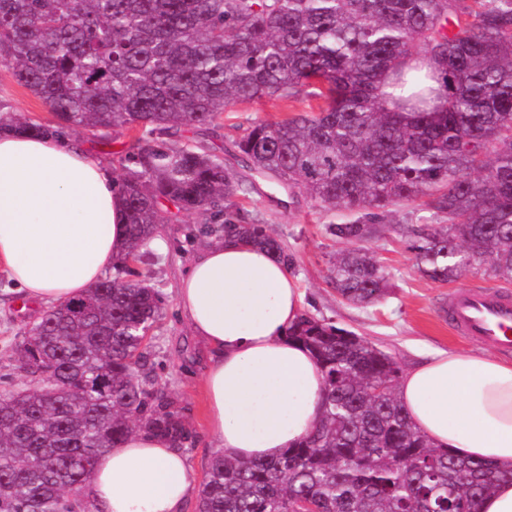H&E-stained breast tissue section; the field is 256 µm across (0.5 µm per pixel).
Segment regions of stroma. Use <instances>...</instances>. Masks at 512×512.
Masks as SVG:
<instances>
[{"label":"stroma","mask_w":512,"mask_h":512,"mask_svg":"<svg viewBox=\"0 0 512 512\" xmlns=\"http://www.w3.org/2000/svg\"><path fill=\"white\" fill-rule=\"evenodd\" d=\"M0 111L21 112L27 117L48 121L50 112L28 89L19 85L8 63L0 62ZM289 114L287 103L262 101L228 109L218 121L216 132L195 126L178 129L177 143H206L210 152L223 157L234 173H241L235 143L244 128L262 119L278 121ZM135 138L134 132H112L99 136L77 134L86 150L103 160L113 176L122 173L121 160ZM253 189L243 197L248 210L258 212L267 228L284 244L290 257L289 271L304 299L306 315L333 322L385 350L407 370L440 351L486 352V345L455 335L441 312L452 289L495 285V278L475 271L449 283L422 277L409 250V228L420 229L433 218L423 202L394 207L388 224L366 248L388 269L390 287L381 302L358 306L344 300L329 282L332 257L341 243L326 227L348 219L345 211H327L301 189L285 190L276 180L253 176ZM162 212L168 222L160 233L169 242L167 252H149L135 267L148 287L163 299L162 315L151 336L150 369L147 380L169 395L181 408L192 437L182 451L195 475H203L208 456L216 445L209 438L206 410L199 383L203 374L205 349L192 334L177 306L180 280L196 255L212 244L205 234V220L197 214H183L170 203ZM43 306H23L18 290L5 271L0 270V390L5 386L28 390L36 380L22 368L19 346L27 331L37 323Z\"/></svg>","instance_id":"1"}]
</instances>
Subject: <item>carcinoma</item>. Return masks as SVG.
<instances>
[{"label": "carcinoma", "mask_w": 512, "mask_h": 512, "mask_svg": "<svg viewBox=\"0 0 512 512\" xmlns=\"http://www.w3.org/2000/svg\"><path fill=\"white\" fill-rule=\"evenodd\" d=\"M0 61L53 120L0 116L66 139L140 129L118 184L128 246L115 274L44 311L20 359L39 387L0 393V512H83L86 466L134 430L191 438L169 396L137 381L149 362L157 293L123 277L160 225V204L196 212L290 263L238 204L243 179L183 126L268 98L304 108L258 120L236 141L249 171L305 190L352 219L330 281L355 305L390 283L362 242L391 207L426 199L446 219L415 232L417 271L445 283L485 268L512 282V0H0ZM324 379L322 413L272 460L210 456L197 512H476L512 470L434 447L398 397L397 362L331 322L289 332Z\"/></svg>", "instance_id": "obj_1"}]
</instances>
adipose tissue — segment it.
Segmentation results:
<instances>
[{"instance_id":"ef3b65f1","label":"adipose tissue","mask_w":512,"mask_h":512,"mask_svg":"<svg viewBox=\"0 0 512 512\" xmlns=\"http://www.w3.org/2000/svg\"><path fill=\"white\" fill-rule=\"evenodd\" d=\"M124 203L111 170L78 143L0 129V268L23 298L84 294L126 247ZM288 268L234 238L201 251L177 303L206 346L211 436L226 457L272 459L318 421L324 382L288 337L304 315ZM398 396L412 423L454 455L512 468V363L440 352L407 371ZM197 479L182 450L137 432L99 459L80 497L88 512H187Z\"/></svg>"}]
</instances>
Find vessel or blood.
Returning <instances> with one entry per match:
<instances>
[{"label": "vessel or blood", "instance_id": "obj_1", "mask_svg": "<svg viewBox=\"0 0 512 512\" xmlns=\"http://www.w3.org/2000/svg\"><path fill=\"white\" fill-rule=\"evenodd\" d=\"M446 307L454 332L512 350V290L457 289L449 293Z\"/></svg>", "mask_w": 512, "mask_h": 512}]
</instances>
